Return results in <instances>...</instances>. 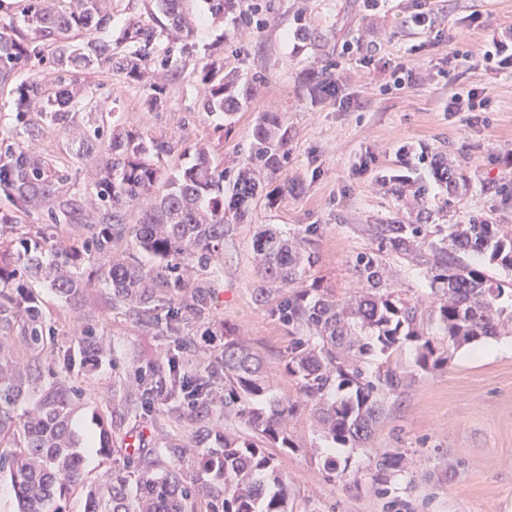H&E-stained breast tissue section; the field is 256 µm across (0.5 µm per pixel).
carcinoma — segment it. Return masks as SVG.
Instances as JSON below:
<instances>
[{
    "label": "carcinoma",
    "instance_id": "1",
    "mask_svg": "<svg viewBox=\"0 0 512 512\" xmlns=\"http://www.w3.org/2000/svg\"><path fill=\"white\" fill-rule=\"evenodd\" d=\"M20 22H0V91L13 95L12 141L0 150V346L15 336L25 355L0 353V475L14 489L17 512H62L81 477V439L71 424L78 391L48 392L26 419L15 422V403L40 378L39 360L51 347L37 289L74 299L87 284L109 290L112 306L157 336H173L178 353L166 364L138 371L112 395L111 419L99 420L103 445L148 416L154 390L174 398L195 393L189 407L172 412L202 423L234 415L248 433L226 431L218 447L167 443L155 448H114L122 465L101 487L89 489L85 512H289L288 483L271 448L295 447L290 423L299 405L267 399L264 357L249 341L224 328V348L203 373L183 368L193 346L184 334L188 314L209 310L211 283L193 278L224 255L229 219L244 218L264 172L285 157L282 118L264 114L245 157L233 166L208 147L167 174L162 162L186 155L163 138L132 133L103 111L100 84L72 80L82 69L123 74L144 85L149 111L162 107L167 81L180 78L181 57L193 54L187 0H153L148 23L129 20L115 41L92 34L112 22V0H17ZM219 18L236 0H205ZM197 61L208 90L207 117L232 118L251 96L237 76L216 77L214 55ZM42 67L54 79L13 84L26 69ZM59 127L67 156L101 155L86 188L76 187L69 162L36 150L45 124ZM95 202L87 203V195ZM139 209L135 224L127 210ZM45 223L29 228L32 215ZM369 247L352 261L360 287L340 298L310 275V229L260 228L253 240L260 280L255 300L289 337L284 370L311 407L322 435L344 448H365L385 414L386 400L415 379L448 364L459 348L512 334V282L489 274L512 271V225L367 224ZM151 256L146 266L134 252ZM412 263L427 293L422 298L395 285L391 264ZM415 368L404 367V347ZM224 383L217 405L214 384Z\"/></svg>",
    "mask_w": 512,
    "mask_h": 512
}]
</instances>
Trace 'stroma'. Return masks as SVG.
Segmentation results:
<instances>
[{
	"instance_id": "35a3bbf8",
	"label": "stroma",
	"mask_w": 512,
	"mask_h": 512,
	"mask_svg": "<svg viewBox=\"0 0 512 512\" xmlns=\"http://www.w3.org/2000/svg\"><path fill=\"white\" fill-rule=\"evenodd\" d=\"M257 3L264 26L241 24L240 14ZM417 6L418 0H239L237 13L215 21L201 0H190L198 53L223 39L225 71L252 86L247 106L222 134L200 110L203 86L194 63L166 85L156 112L145 109L141 85L100 75L114 121L189 150L209 144L227 163L246 152L262 114L284 120L286 155L258 194L251 220L234 223L223 257L211 264L215 291L205 322L189 324L195 342L183 355L185 368L206 365L228 325L262 352L271 395L298 398L283 365L288 334L253 294L256 225L310 229L307 248L318 259L313 276L346 296L358 286L351 262L368 245L362 225L419 217L430 224H512V69L493 73L448 61L453 48H481L488 32L511 33L512 0H432L433 31L405 26ZM401 61L416 72V83L386 93ZM322 76L336 83L337 94L322 92ZM462 88L484 92L488 111H449V96ZM442 157L460 178L456 194L434 174L433 162ZM385 175L425 185L422 205L383 185ZM39 295L54 343L37 388L15 412L32 409L53 386L79 387L72 426L84 450L83 481L104 484L122 459L100 452L95 417L109 415L112 388L129 373L165 362L173 340L145 333L113 309L105 289H84L72 303L47 288ZM88 324L110 345L109 358L89 373L78 336ZM136 432L156 448L191 428L159 404ZM291 432L296 447L280 457L290 512H512V335L463 346L446 367L391 395L368 448H328L306 409ZM382 454L401 463L381 486L374 475ZM328 456L337 464L333 478L323 468Z\"/></svg>"
}]
</instances>
